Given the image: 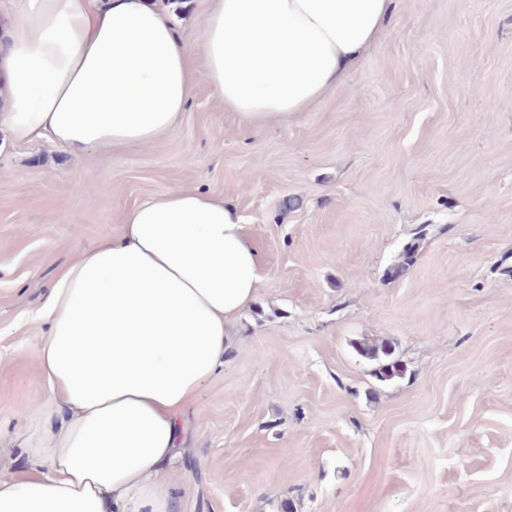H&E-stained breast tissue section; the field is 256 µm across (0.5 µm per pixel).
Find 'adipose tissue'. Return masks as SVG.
Wrapping results in <instances>:
<instances>
[{"label": "adipose tissue", "instance_id": "ef3b65f1", "mask_svg": "<svg viewBox=\"0 0 512 512\" xmlns=\"http://www.w3.org/2000/svg\"><path fill=\"white\" fill-rule=\"evenodd\" d=\"M394 0H214L190 42L158 0H12L0 33V129L73 156L153 144L204 69L248 130L341 88L384 36ZM46 289L33 352L47 385L20 439L34 475H0V512H171L159 477L183 416L223 369L262 256L238 210L180 186L129 208Z\"/></svg>", "mask_w": 512, "mask_h": 512}]
</instances>
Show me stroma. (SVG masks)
<instances>
[{"label": "stroma", "instance_id": "1", "mask_svg": "<svg viewBox=\"0 0 512 512\" xmlns=\"http://www.w3.org/2000/svg\"><path fill=\"white\" fill-rule=\"evenodd\" d=\"M177 186L238 208L263 280L160 477L173 512H512V0H396L343 89L259 131L200 72L151 146L0 132V472L27 476L44 394L28 314Z\"/></svg>", "mask_w": 512, "mask_h": 512}]
</instances>
